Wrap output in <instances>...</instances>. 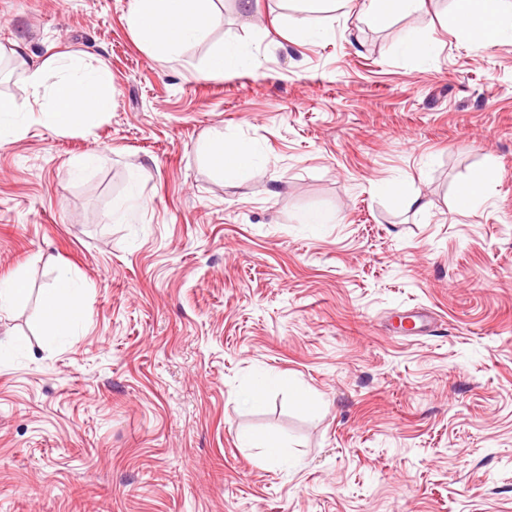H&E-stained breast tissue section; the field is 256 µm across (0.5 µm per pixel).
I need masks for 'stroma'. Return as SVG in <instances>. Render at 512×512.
Here are the masks:
<instances>
[{"label":"stroma","mask_w":512,"mask_h":512,"mask_svg":"<svg viewBox=\"0 0 512 512\" xmlns=\"http://www.w3.org/2000/svg\"><path fill=\"white\" fill-rule=\"evenodd\" d=\"M127 6L0 0L1 93L27 107L22 60L58 52L114 87L88 128L0 138V280L30 288L0 314V512H512V41L472 44L452 0L308 35L297 0H214L163 61ZM227 43L252 65L207 75ZM218 131L251 178L214 170ZM62 272L86 318L57 337L39 294ZM497 176L496 170L487 166L473 171L467 180L456 190V209L461 213H471L484 199L486 192Z\"/></svg>","instance_id":"obj_1"}]
</instances>
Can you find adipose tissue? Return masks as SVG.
Wrapping results in <instances>:
<instances>
[{"instance_id":"ef3b65f1","label":"adipose tissue","mask_w":512,"mask_h":512,"mask_svg":"<svg viewBox=\"0 0 512 512\" xmlns=\"http://www.w3.org/2000/svg\"><path fill=\"white\" fill-rule=\"evenodd\" d=\"M450 22L476 45L512 38V0H454ZM213 0H130L127 20L134 33L159 57L180 54L191 43L206 40L213 26ZM23 81L34 99L27 108L0 95V136L20 134L27 125L42 123L59 131L87 126L111 111L112 78L105 64L93 65L77 54H53L29 64ZM218 173L248 179L255 157L246 148L220 137L208 147ZM74 280L59 275L42 294V306L54 335L66 336L84 312Z\"/></svg>"}]
</instances>
